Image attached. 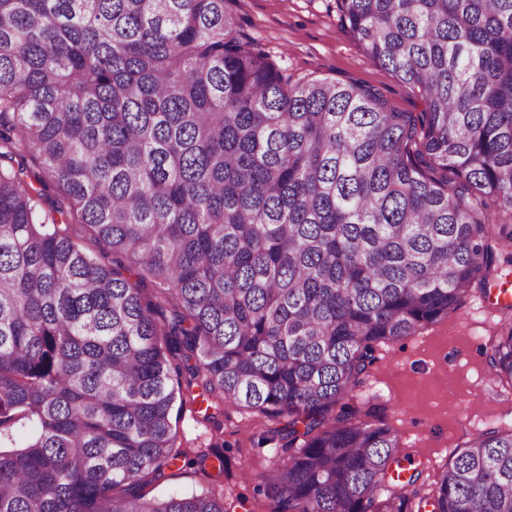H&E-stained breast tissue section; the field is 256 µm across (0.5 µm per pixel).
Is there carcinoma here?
<instances>
[{
	"mask_svg": "<svg viewBox=\"0 0 512 512\" xmlns=\"http://www.w3.org/2000/svg\"><path fill=\"white\" fill-rule=\"evenodd\" d=\"M226 2L0 0V512H224L138 490L201 375L285 420L275 512H512V431L423 496L387 482L377 407L344 403L378 345L503 278L512 0H338L419 113L291 82ZM487 361L512 379V326Z\"/></svg>",
	"mask_w": 512,
	"mask_h": 512,
	"instance_id": "cac0c4a2",
	"label": "carcinoma"
}]
</instances>
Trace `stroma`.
<instances>
[{"label": "stroma", "mask_w": 512, "mask_h": 512, "mask_svg": "<svg viewBox=\"0 0 512 512\" xmlns=\"http://www.w3.org/2000/svg\"><path fill=\"white\" fill-rule=\"evenodd\" d=\"M243 36L255 40L291 80L355 81L379 91L396 110L419 112L421 100L371 62L343 26L336 0H231ZM494 293L475 290L448 316L378 347L376 360L349 405L384 410L399 438L398 466L433 483L469 438L488 428L512 429V382L490 377L485 350L504 329ZM176 457L144 480L146 497L223 493L227 512H273L261 490L271 462L284 458L275 421L210 395L184 392L171 412ZM224 458L223 470L200 464L199 452Z\"/></svg>", "instance_id": "stroma-1"}]
</instances>
